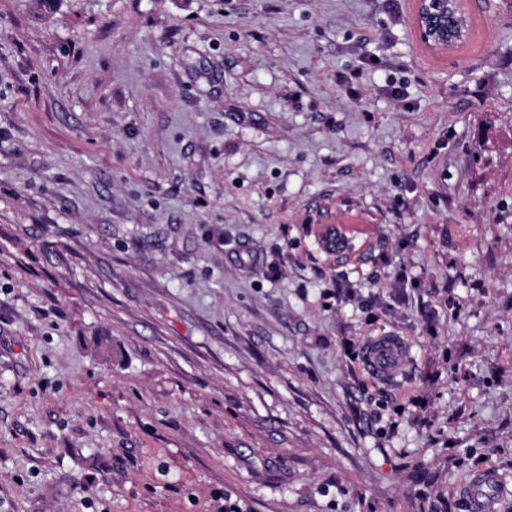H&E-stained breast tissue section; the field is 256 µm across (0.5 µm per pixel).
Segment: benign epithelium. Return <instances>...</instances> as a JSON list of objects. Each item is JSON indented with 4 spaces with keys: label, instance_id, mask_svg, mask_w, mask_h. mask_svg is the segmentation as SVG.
<instances>
[{
    "label": "benign epithelium",
    "instance_id": "benign-epithelium-1",
    "mask_svg": "<svg viewBox=\"0 0 512 512\" xmlns=\"http://www.w3.org/2000/svg\"><path fill=\"white\" fill-rule=\"evenodd\" d=\"M413 25L420 42L431 52L443 54L465 40L468 26L459 0H417ZM321 248L329 253L347 250L349 239L336 238V230L321 224L316 230Z\"/></svg>",
    "mask_w": 512,
    "mask_h": 512
}]
</instances>
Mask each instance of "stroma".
Returning a JSON list of instances; mask_svg holds the SVG:
<instances>
[{
	"label": "stroma",
	"mask_w": 512,
	"mask_h": 512,
	"mask_svg": "<svg viewBox=\"0 0 512 512\" xmlns=\"http://www.w3.org/2000/svg\"><path fill=\"white\" fill-rule=\"evenodd\" d=\"M461 4L0 0V512H512V0ZM413 25L420 42L431 52H450L465 40L468 26L458 0H418ZM333 224H319L316 230L319 245L326 252L335 254L337 249L346 251L350 245L349 238L346 237L344 240L336 238V230L331 227ZM406 353L404 339L390 333L368 339L362 347L361 362L372 378L390 381L399 373ZM497 484V476L492 472H485L478 476L471 485L465 489V495L473 512H490L492 510V491Z\"/></svg>",
	"instance_id": "1"
}]
</instances>
